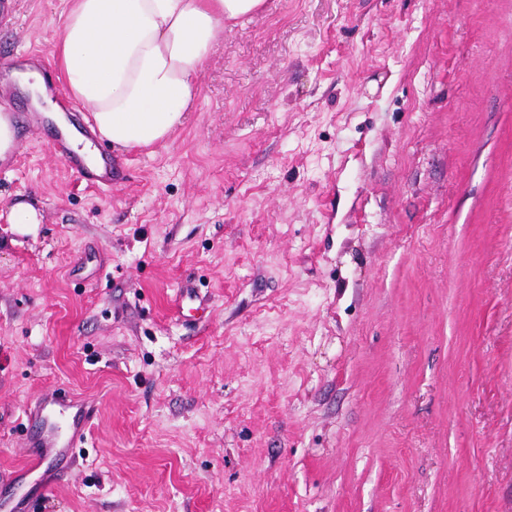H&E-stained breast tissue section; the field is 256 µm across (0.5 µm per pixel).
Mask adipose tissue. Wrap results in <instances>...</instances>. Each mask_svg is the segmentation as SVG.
Returning a JSON list of instances; mask_svg holds the SVG:
<instances>
[{
  "label": "adipose tissue",
  "mask_w": 512,
  "mask_h": 512,
  "mask_svg": "<svg viewBox=\"0 0 512 512\" xmlns=\"http://www.w3.org/2000/svg\"><path fill=\"white\" fill-rule=\"evenodd\" d=\"M263 0H72L56 34L69 97L120 148L165 141L184 121L224 24Z\"/></svg>",
  "instance_id": "obj_1"
}]
</instances>
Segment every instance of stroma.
<instances>
[{
	"label": "stroma",
	"mask_w": 512,
	"mask_h": 512,
	"mask_svg": "<svg viewBox=\"0 0 512 512\" xmlns=\"http://www.w3.org/2000/svg\"><path fill=\"white\" fill-rule=\"evenodd\" d=\"M69 6L0 0V93L31 63L83 122ZM14 110L0 491L23 512H512V0H265L109 187ZM65 392L98 403L84 446L24 475V411ZM42 216L34 205L27 202L16 203L10 211L9 222L12 224H21L33 226L41 224Z\"/></svg>",
	"instance_id": "1"
}]
</instances>
